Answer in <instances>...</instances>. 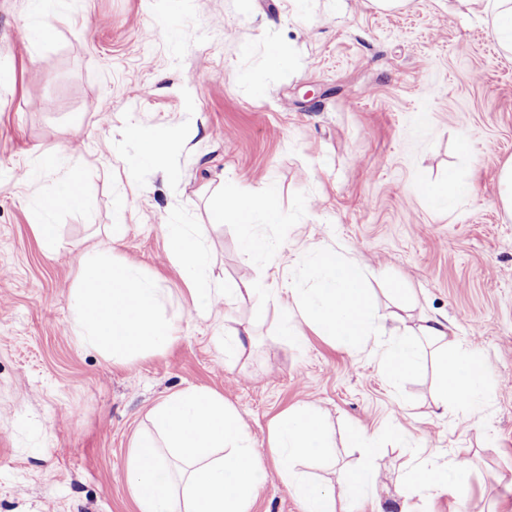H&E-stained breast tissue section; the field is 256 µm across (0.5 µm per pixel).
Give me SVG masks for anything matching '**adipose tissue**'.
<instances>
[{
  "label": "adipose tissue",
  "instance_id": "obj_1",
  "mask_svg": "<svg viewBox=\"0 0 512 512\" xmlns=\"http://www.w3.org/2000/svg\"><path fill=\"white\" fill-rule=\"evenodd\" d=\"M476 17L490 18L500 45L512 52V0H467ZM222 202L209 212L212 223H223L225 215L236 218L247 251L265 254L266 241L255 228L278 220L273 193L227 188ZM170 258L189 272L190 294L200 309H207L217 297L242 301L252 297L253 282L211 283L207 249L184 225L166 226ZM317 285L291 289L306 324L320 336L359 344L382 335L387 342L379 354L383 374L392 383L426 367L424 345L435 346L438 369L435 403L439 409L455 404L466 416L478 414L487 391L486 370L481 358L448 339V328L439 320L425 319L404 329H387L386 316L377 313L367 287V276L357 264L333 250L317 252L313 259ZM73 309L72 330L86 344L123 360L139 351H156L174 334L172 326L158 315L160 293L138 269L117 264L102 254L88 255L80 265L79 286ZM269 447L282 478L301 506L302 512H353L352 506L379 481L377 468L364 464L343 470L337 484L316 482L300 469L310 456L325 457L331 452V436L321 411L312 404L290 407L270 424ZM470 471L465 460L447 467L434 466L423 459L405 475L408 486L447 489L464 483Z\"/></svg>",
  "mask_w": 512,
  "mask_h": 512
}]
</instances>
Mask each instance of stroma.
Wrapping results in <instances>:
<instances>
[{"mask_svg":"<svg viewBox=\"0 0 512 512\" xmlns=\"http://www.w3.org/2000/svg\"><path fill=\"white\" fill-rule=\"evenodd\" d=\"M49 22L54 36L32 31ZM289 42L295 62L273 65ZM262 75V89L251 84ZM137 127L169 137L161 162L129 169ZM512 160V54L463 0H0V512H137L126 463L150 413L187 388L223 395L248 426L265 477L251 512H301L280 476L268 427L298 403L317 406L334 455L309 465L336 481L364 460L349 429L408 432L373 463L376 491L358 512H388L423 457L472 465L466 487L406 488L418 512H512V219L498 200ZM468 181L447 209L421 187L449 170ZM77 208L43 207L70 173ZM271 189L279 219L261 225L271 250L247 253L233 218L210 223L222 185ZM55 226L47 250L35 226ZM191 226L214 278L260 282L262 294L197 313L163 227ZM159 288L175 330L162 349L115 362L71 331L79 262L93 247ZM333 249L365 267L379 313L435 318L484 360L483 410L441 412L431 371L392 385L380 336L356 347L282 333L311 288L301 256ZM248 330L243 353L224 339Z\"/></svg>","mask_w":512,"mask_h":512,"instance_id":"stroma-1","label":"stroma"}]
</instances>
